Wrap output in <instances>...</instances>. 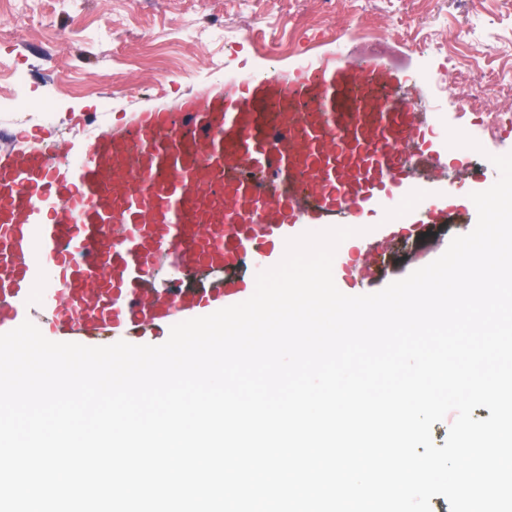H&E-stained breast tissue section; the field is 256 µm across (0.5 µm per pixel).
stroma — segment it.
Segmentation results:
<instances>
[{
  "instance_id": "obj_1",
  "label": "stroma",
  "mask_w": 512,
  "mask_h": 512,
  "mask_svg": "<svg viewBox=\"0 0 512 512\" xmlns=\"http://www.w3.org/2000/svg\"><path fill=\"white\" fill-rule=\"evenodd\" d=\"M200 27L221 24L235 31L231 42H186L179 29L186 17ZM478 35L512 40V5L506 0H9L0 9V96L11 92L9 75L24 70L27 95L52 99L56 121L26 118L23 102L0 109V130L23 137L46 132L86 142L101 121L100 102L116 112H135L173 102L198 86H220L217 69L251 73L334 48L389 46L414 55L421 37L439 45L431 56L430 103L449 120L477 127L496 119L491 152L512 151V100L488 96L479 111L458 115L453 91L456 70L444 47L462 23ZM109 26L110 40L96 36ZM476 214L452 211L446 223L422 226L419 234L396 237L374 254V293L438 258L451 239L472 231Z\"/></svg>"
}]
</instances>
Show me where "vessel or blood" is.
I'll list each match as a JSON object with an SVG mask.
<instances>
[{"instance_id": "1", "label": "vessel or blood", "mask_w": 512, "mask_h": 512, "mask_svg": "<svg viewBox=\"0 0 512 512\" xmlns=\"http://www.w3.org/2000/svg\"><path fill=\"white\" fill-rule=\"evenodd\" d=\"M440 122L401 64L339 49L125 114L78 150L50 133L0 149V333L140 345L239 303L302 233L349 226L376 251L445 223L499 172L435 194L427 171L454 152L425 140ZM218 181L220 202L198 195ZM406 196L408 219L365 223Z\"/></svg>"}]
</instances>
